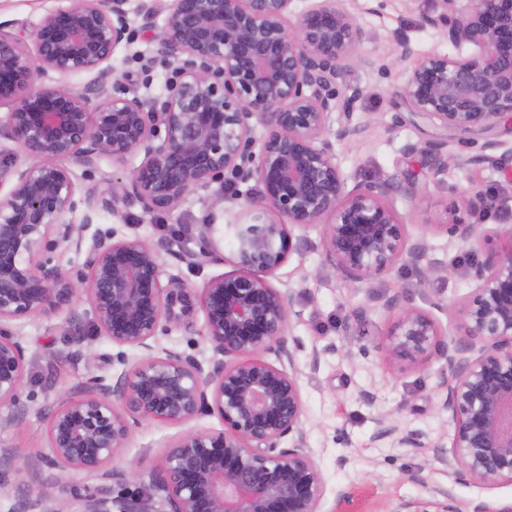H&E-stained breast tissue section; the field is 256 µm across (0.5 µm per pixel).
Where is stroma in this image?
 Returning <instances> with one entry per match:
<instances>
[{
    "label": "stroma",
    "mask_w": 512,
    "mask_h": 512,
    "mask_svg": "<svg viewBox=\"0 0 512 512\" xmlns=\"http://www.w3.org/2000/svg\"><path fill=\"white\" fill-rule=\"evenodd\" d=\"M68 4L69 0H0V26L29 31L48 12ZM137 5V0L127 5L132 42L118 48L112 58L116 71L132 77L131 83L113 85L116 96L164 93L172 75L160 63L145 67L144 60L154 56L156 44L134 13ZM344 5L365 32L362 54L350 60L344 76L347 85L363 91L353 113V122L362 131L354 138L334 141L336 162L349 177L388 178L399 185L411 181L422 189L415 208L401 193H394L396 208L405 216L412 239L427 241L432 262L451 263L455 269L423 285L412 268L401 267L360 285L340 277L328 264L320 227L293 228L292 251L273 283L294 291L296 317L290 334L298 341L296 364L301 371L307 446L325 480L322 508L334 512L338 493L347 491L351 501L346 512H397L405 501L417 502L421 512H438L439 499L432 489L443 486L459 512H474L481 505L495 512H512L511 484L483 485L459 479L439 462L440 450L450 445L453 425L439 409L445 393L438 387L435 369L392 370L377 350L382 331L395 319L382 304L394 295L428 310L442 326H452L455 305L472 291L467 270L478 253L449 244L444 226L463 217L462 193L475 191L495 201L483 223L512 225V180L505 176L506 170H512V126L500 125L493 135L496 146L490 150L480 139L469 148L449 143L450 152L465 157L483 154L487 160L466 167L452 164L441 174H433L424 157L408 152L407 147L437 140L443 132L401 104L398 92L403 76L394 40L395 33L403 31L417 51L451 52L444 27L421 23L423 15L435 14L433 0H345ZM138 162L135 156L123 164L103 157L90 170L74 165L81 191L67 220L79 225L89 215L93 229L112 230L120 237L135 234L149 242L179 239L183 254L165 256L163 276L191 288H201L211 277L232 271L233 244L227 227L238 219L234 194L255 190V183L225 181L226 199L220 204L215 203L213 191L200 190L169 213L145 212L135 201L117 215L89 213L85 190L106 188ZM205 224L214 227L221 258L196 263L190 254L197 251V235ZM73 306L79 314L75 321L63 312L50 318L28 316L7 326L25 350L27 367L18 408H0V413L14 417L12 424L0 429V512H17L25 494L37 489L39 476L46 474L47 415L58 400L79 392L92 378L111 379L140 356L132 348L118 351L95 334L93 312L84 297H76ZM203 332L204 315L196 308L171 323L168 332L158 336L157 347L205 363L211 351L202 339ZM314 359L319 362L315 368L310 365ZM383 414L390 415L400 430L422 432L425 447L396 448L372 442L376 420ZM221 427L218 417L206 412L178 425L141 422L112 466L126 471L150 469L171 438L187 430ZM417 468L423 469L426 484L407 480V472Z\"/></svg>",
    "instance_id": "35a3bbf8"
}]
</instances>
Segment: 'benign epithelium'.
<instances>
[{
    "instance_id": "benign-epithelium-1",
    "label": "benign epithelium",
    "mask_w": 512,
    "mask_h": 512,
    "mask_svg": "<svg viewBox=\"0 0 512 512\" xmlns=\"http://www.w3.org/2000/svg\"><path fill=\"white\" fill-rule=\"evenodd\" d=\"M426 17L442 25L457 50L472 55L419 54L395 34L410 113L459 143L488 137L512 118V0H437ZM293 0H172L156 25L154 0H140L142 27L154 32L158 60L173 76L162 97H114L107 81L123 77L110 61L126 40L128 0H71L46 14L30 34L0 27V107L9 108L12 141L36 162L0 157V325L25 316H75L73 299L91 305L97 335L141 351L112 383L95 379L59 400L47 420L42 488L20 512H70L63 473L103 481L147 484L159 509L144 512H322L325 482L304 449V405L291 346L293 291L270 278L292 249L291 228L316 224L326 260L336 273L367 284L412 265L426 284L447 275L412 240L390 200V179L348 183L329 139L354 136L357 88L343 84L346 65L365 34L342 0H311L299 13ZM53 82H47L50 75ZM93 74L75 86L69 78ZM267 134L254 151L253 123ZM439 174L452 161L479 164L483 156L448 152V142L411 147ZM139 155L122 180L86 193L88 208L114 214L130 200L150 212H170L185 197L229 173L258 186L239 203L229 225L237 270L209 279L199 293L209 367L166 349L156 352L162 323L189 307L184 284H163V255L174 242L136 235L82 233L67 222L79 185L71 164L92 167L101 157L123 163ZM472 214L492 208L486 194H465ZM450 240L475 241L482 259L468 269L473 291L455 307V337L447 341L435 318L409 302L399 309L377 349L391 369L440 363L447 389L440 410L453 435L439 461L474 482L512 483V225H445ZM85 250L84 271L72 277L50 254ZM200 255L218 259L213 225H203ZM274 357L275 362L268 361ZM24 349L0 329V407L15 406L24 383ZM217 416L218 431H186L150 470L110 467L133 427L143 421L181 424L201 410ZM376 438L399 448H423V434L400 432L378 419ZM292 437V445L280 447ZM109 487L87 497L80 512H114Z\"/></svg>"
}]
</instances>
